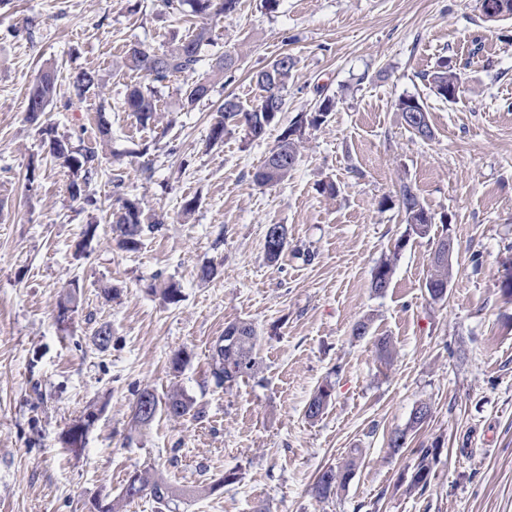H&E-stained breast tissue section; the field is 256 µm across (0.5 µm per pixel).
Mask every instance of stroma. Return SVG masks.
I'll list each match as a JSON object with an SVG mask.
<instances>
[{
  "label": "stroma",
  "mask_w": 512,
  "mask_h": 512,
  "mask_svg": "<svg viewBox=\"0 0 512 512\" xmlns=\"http://www.w3.org/2000/svg\"><path fill=\"white\" fill-rule=\"evenodd\" d=\"M195 25L157 0H0V512H96L128 472L146 468L186 489L175 512H512V300L500 291L512 270V18L484 21L478 0H280L273 13L242 0L214 24L193 74L155 84L158 118L141 126L122 109L127 87L147 81L124 67L126 48H162ZM283 53L297 67L278 124L252 144L237 131L210 144L224 97L255 106L253 72ZM223 54L237 60L234 82L182 110L186 83L210 78ZM443 57L463 81L454 103L427 80ZM46 67L58 77L47 114L58 136L98 150L88 186L98 209L72 200V171L25 121L28 90ZM80 68L99 70L105 85L78 102L69 75ZM321 91L336 108L306 131L291 177L257 185L283 128ZM406 96L427 106L431 138L406 129L396 110ZM101 112L112 125L104 145ZM117 174L128 197L164 219L135 252L112 240ZM326 180L335 198L319 193ZM403 182L437 219L427 236L380 206ZM187 196L198 200L188 216ZM90 223L97 236L78 251ZM270 224L289 231L275 265L264 251ZM445 236L451 278L435 302L423 285ZM393 249L390 285L374 293L372 272ZM208 263L218 274L200 281ZM158 274L179 285L178 303L148 292ZM74 280L63 328L55 306ZM111 285L120 295L108 301L101 290ZM364 316L371 330L358 339L351 329ZM237 321L255 326L261 369L220 387L209 355ZM102 322L113 334L105 352L90 341ZM380 336L395 349L387 367ZM180 351L187 361L176 370ZM326 381L333 399L309 420L307 403ZM174 385L204 418L161 413L133 431L135 388L163 396ZM422 402L430 418L392 453L391 435L409 429ZM91 404L103 411L72 453L62 434ZM431 446L430 484L409 490L419 451ZM353 448L360 469L335 498L316 501L318 470ZM231 472L235 482L220 485Z\"/></svg>",
  "instance_id": "stroma-1"
}]
</instances>
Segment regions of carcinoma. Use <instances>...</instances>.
<instances>
[{
	"label": "carcinoma",
	"instance_id": "obj_1",
	"mask_svg": "<svg viewBox=\"0 0 512 512\" xmlns=\"http://www.w3.org/2000/svg\"><path fill=\"white\" fill-rule=\"evenodd\" d=\"M163 5L177 10L184 5L190 7L193 15L199 17L201 22L195 31L178 42L162 49L155 50L140 44L131 46L125 54L124 63L127 67L142 71L150 81L162 83L178 74L190 73L196 70L202 61L205 47L211 43L212 27L214 21L227 18L238 11L240 0H162ZM296 58L284 53L268 65L253 74L254 82L260 91L258 103L245 109L240 102L232 96L224 98V102L217 110L213 123L209 128V141L218 144L224 141V135L241 129L244 140L248 143L258 141L264 137L268 127L278 121L279 114L284 111L286 99L284 91L288 80L296 68ZM214 79L210 81L193 82L187 85L182 92V107L193 109L197 104L210 97L214 82L234 80L235 61L232 56L225 54L217 57L213 65ZM102 77L95 69H81L70 77V86L77 99L92 89L101 86ZM432 90L440 98L454 103L462 93L463 83L457 69L448 65V60H441L436 70L430 76ZM320 94L316 107L311 112H301L295 116L291 124L280 134L277 144L270 149L263 165L254 175V181L261 185L280 184L288 179L299 160V146L307 129H316L324 124L331 112L335 110L336 100L333 96ZM57 96V79L54 70L43 68L36 76L27 96L26 121L37 127L42 136L43 146L48 154L72 170L76 180L70 184V193L73 199L78 200L85 207H97V199L86 193L93 177L97 174L99 157L97 151L91 147L76 148L69 141L56 135L55 128L46 122V112ZM406 127L416 135L427 138L432 135L430 124L420 128L413 124L410 115L414 112L428 113L424 102L415 97H402L396 104ZM125 111L132 113L137 121L146 126L155 120L158 112L151 88L142 85L132 86L125 97ZM114 193L117 195L119 207L112 212V240L116 241L119 249L126 252H136L140 249L144 238L157 232L163 221L150 219L137 199L123 196L124 180L122 176L115 175L112 180ZM398 205L406 216L410 229L419 236L429 233L434 217L423 206L417 193L407 184H401L395 192V198L385 197L380 206L391 207ZM288 249V227L284 224L276 226L267 225L264 250L268 262L276 263ZM397 254H392L381 260L372 276L370 288L374 292L381 291V279L392 275L394 261ZM432 273L425 282L430 287L434 282L448 283L450 260H448V238L443 237L435 244L431 259ZM150 288L158 292L162 300L168 304L180 301L179 286L170 280H154ZM91 341L95 349L100 352L107 351L112 346V326L104 322L98 324L93 330ZM258 336L254 326L246 321H238L224 328V337L214 345L209 359L211 376L219 384L232 385L245 377L254 376L260 367L257 356ZM376 352L381 364L387 366L392 358V342L387 336H380L376 340ZM148 396L152 399L154 415L144 417L140 414L138 403H133L131 420L135 427L150 426L159 413H165L172 419H180L191 413V400L184 392L176 389L160 398L148 386L135 390V397ZM333 387L326 382L320 385L311 396L306 415L314 420L328 407L332 400ZM429 404L420 403V409L413 411L410 424L407 428L394 432L388 447L397 453L407 447L408 434L420 428L430 417ZM99 416L94 410L86 411L68 427L62 441L68 448L84 441L89 426ZM433 449L420 450L419 461L411 476L409 487L423 491L430 483L431 465L429 456ZM361 464L359 451L354 449L347 459L339 465H326L322 467L312 483V495L320 500H328L343 489L350 482ZM185 490L177 488L165 478L149 470H134L128 473L119 498L98 506V512H123L126 503L137 498V495L151 496L157 504L164 508L177 498L184 495Z\"/></svg>",
	"mask_w": 512,
	"mask_h": 512
}]
</instances>
